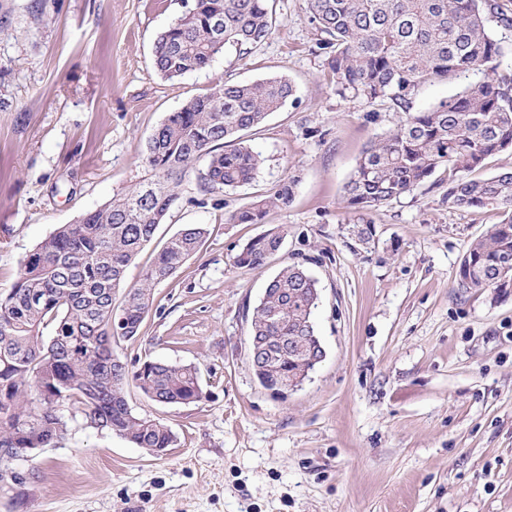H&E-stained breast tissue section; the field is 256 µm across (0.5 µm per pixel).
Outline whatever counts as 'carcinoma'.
Masks as SVG:
<instances>
[{
	"label": "carcinoma",
	"instance_id": "1",
	"mask_svg": "<svg viewBox=\"0 0 512 512\" xmlns=\"http://www.w3.org/2000/svg\"><path fill=\"white\" fill-rule=\"evenodd\" d=\"M320 33L330 84L368 104L387 102L396 127L363 151L345 185L343 204L358 214L352 240L374 242L366 216L412 193L437 172L448 173V205L501 210V220L474 240L457 270L461 288H512V169L484 178L471 174L512 148V68L490 19L512 28L499 0H307ZM276 32L269 0H194L192 8L156 38L152 63L168 81L207 68L224 50L250 54ZM474 73L478 79L426 112L413 111L419 89L434 80ZM297 100L290 80L218 83L169 113L146 139L144 184L104 207L62 224L26 256L7 295H0V448H50L67 430L65 413L80 409L102 427L146 450L171 448L177 437L156 419L133 415L125 397L129 378L160 404L201 401L199 369L191 364L113 362L112 341L138 335L153 303L152 287L193 257L207 229L190 224L171 236L145 268L139 285L114 302L128 268L151 242L185 177L198 171L203 195L233 190L254 179L261 159L242 133ZM297 179L277 187L272 201L294 196ZM268 201L230 212V224H260ZM283 235L269 230L234 257L256 268L276 254ZM317 282L301 264L284 266L268 282L249 316L251 336H299L295 362L270 348L257 377L295 385L310 367L305 353L322 343L312 314Z\"/></svg>",
	"mask_w": 512,
	"mask_h": 512
}]
</instances>
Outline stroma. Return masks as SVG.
Returning <instances> with one entry per match:
<instances>
[{"mask_svg":"<svg viewBox=\"0 0 512 512\" xmlns=\"http://www.w3.org/2000/svg\"><path fill=\"white\" fill-rule=\"evenodd\" d=\"M193 0H0V292L61 224L148 179L140 152L169 112L215 83L283 76L296 105L244 135L263 164L222 200L187 177L126 277L189 224L209 233L153 289L138 336L112 351L199 367L205 398L161 405L135 385L133 411L167 424L177 445L155 457L66 415L55 447L22 462L23 484L0 512H512V292L458 287L468 245L498 209H455L447 184L426 182L373 213L374 250L354 253L341 199L364 149L393 129L387 104L337 95L306 0H272L277 31L246 58L163 79L156 36ZM290 204L263 223L226 218L271 198L287 177ZM280 231L264 265H234L242 245ZM317 279L324 360L277 396L248 358L245 303L285 265Z\"/></svg>","mask_w":512,"mask_h":512,"instance_id":"35a3bbf8","label":"stroma"}]
</instances>
